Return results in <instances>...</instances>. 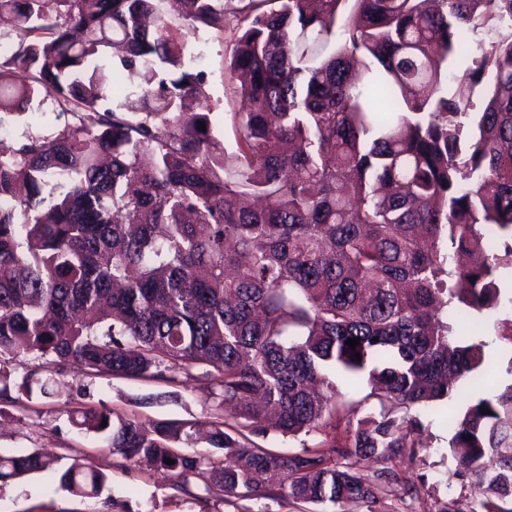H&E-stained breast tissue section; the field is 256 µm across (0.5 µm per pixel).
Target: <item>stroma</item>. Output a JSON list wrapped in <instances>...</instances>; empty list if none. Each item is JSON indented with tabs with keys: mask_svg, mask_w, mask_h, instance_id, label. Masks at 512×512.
Segmentation results:
<instances>
[{
	"mask_svg": "<svg viewBox=\"0 0 512 512\" xmlns=\"http://www.w3.org/2000/svg\"><path fill=\"white\" fill-rule=\"evenodd\" d=\"M242 5L243 0H224L225 29H202L190 38L203 52L206 93L213 107L216 134L230 154L236 149L230 116L240 110L241 99L227 69L226 49ZM65 120V115L53 112L48 104L42 111L22 117L6 114L0 116V126L7 131L0 141L14 147L30 136L48 137ZM53 379L52 396L20 394L15 400L0 402V453L38 451L58 457L64 465L71 457L84 456L102 468L108 481L98 497L88 499L61 489L56 479L33 474L0 489V512H302L298 504L255 499L218 506L206 498L199 485L191 486L186 493L177 491L170 475L129 465L121 456L102 448L95 437L78 433L67 420V410L101 404L115 414L146 423L208 421L209 402L182 382L95 376L70 366L55 373ZM470 393L464 383H457L451 399L421 410L422 447L415 461L394 462L397 478L383 502L386 512H435L446 500L468 505L479 499L478 490L467 480L454 477L455 463L448 451L452 429L447 416L460 414Z\"/></svg>",
	"mask_w": 512,
	"mask_h": 512,
	"instance_id": "stroma-1",
	"label": "stroma"
}]
</instances>
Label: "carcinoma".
Returning <instances> with one entry per match:
<instances>
[{"label": "carcinoma", "mask_w": 512, "mask_h": 512, "mask_svg": "<svg viewBox=\"0 0 512 512\" xmlns=\"http://www.w3.org/2000/svg\"><path fill=\"white\" fill-rule=\"evenodd\" d=\"M242 13L230 169L188 40L224 30V0H0V112L50 98L72 116L0 146V399L50 394L48 365L178 372L222 413L207 423L221 461L178 451L197 423L103 405L68 422L217 502L383 512L386 464L419 447L410 411L493 371L470 316L512 336V317L488 315L512 268V0H247ZM471 45L472 67L448 73ZM21 357L36 364L17 381L4 361ZM330 370L371 391L336 399ZM370 398L379 411L364 414ZM451 426L454 475L482 492L469 512H512V384L472 395ZM272 433L319 440L282 452ZM355 457L385 467L357 473ZM33 473L87 498L107 481L86 458L61 470L0 453L1 487Z\"/></svg>", "instance_id": "1"}]
</instances>
